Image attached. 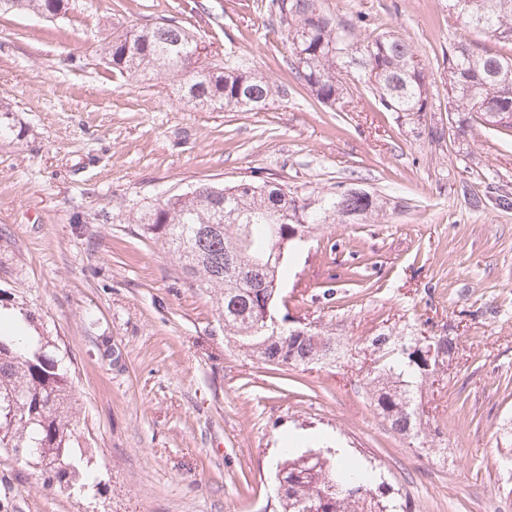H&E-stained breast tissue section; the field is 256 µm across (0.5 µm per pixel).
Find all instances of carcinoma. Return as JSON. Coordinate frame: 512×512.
<instances>
[{
	"label": "carcinoma",
	"mask_w": 512,
	"mask_h": 512,
	"mask_svg": "<svg viewBox=\"0 0 512 512\" xmlns=\"http://www.w3.org/2000/svg\"><path fill=\"white\" fill-rule=\"evenodd\" d=\"M66 0H0V8L31 11L46 17ZM465 24L503 46L512 45V0H451ZM270 14L286 28L297 79L326 104L348 94L341 72L368 84L388 112L418 116L429 108L424 65L411 40L385 33L360 40L356 24L327 12L321 0H271ZM201 41L172 21L112 33L105 58L132 84L177 79L178 100L193 107L252 111L269 106L277 90L264 77L230 65L201 61ZM448 88L454 112H473L484 123L512 130V54L474 41L448 49ZM27 133L10 105L0 106V141L21 140ZM384 208L373 195L346 189L320 195L298 192L264 180L232 186L201 184L169 198L137 219L141 234L175 255L185 276L199 288H216L217 309L224 315V336L266 363L305 367L330 353L336 340L313 329L305 336L288 330L274 336L264 330L262 308L279 296L285 262L298 242L296 229L318 224H357ZM380 361L368 376L374 406L394 432L424 435L414 389L432 371L422 367L415 337L399 341L381 333L371 340ZM72 378L61 365L59 348L50 342L25 347L18 336L0 332V448L37 470L47 484L88 488L79 482L83 454L72 412ZM367 470L343 465L331 450L284 449L277 464L283 492L282 512H397L399 504L369 487Z\"/></svg>",
	"instance_id": "1"
}]
</instances>
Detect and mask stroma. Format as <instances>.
<instances>
[{
    "mask_svg": "<svg viewBox=\"0 0 512 512\" xmlns=\"http://www.w3.org/2000/svg\"><path fill=\"white\" fill-rule=\"evenodd\" d=\"M269 0H69L60 17L0 13V101L27 128L0 142V304L55 340L99 489L72 494L0 453V512H281V451L342 449L408 512H512V132L451 127L445 54L478 40L449 0H322L358 35L394 31L426 64L431 108L383 110L347 76L339 105L297 80ZM173 20L209 63L280 90L267 109L193 108L171 81H126L113 31ZM262 178L385 208L322 224L288 256L278 314L327 331L336 363L276 367L224 337L215 292L142 237L136 218L208 183ZM450 333L457 353L417 392L428 447L395 433L367 386L379 333Z\"/></svg>",
    "mask_w": 512,
    "mask_h": 512,
    "instance_id": "1",
    "label": "stroma"
}]
</instances>
